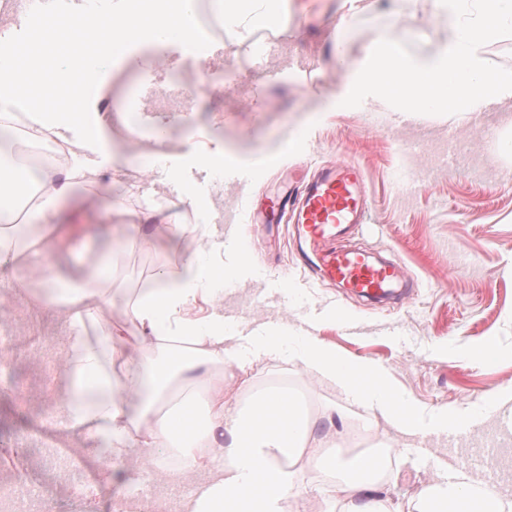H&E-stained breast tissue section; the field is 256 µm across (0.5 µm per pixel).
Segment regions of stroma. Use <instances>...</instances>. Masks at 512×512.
<instances>
[{"mask_svg":"<svg viewBox=\"0 0 512 512\" xmlns=\"http://www.w3.org/2000/svg\"><path fill=\"white\" fill-rule=\"evenodd\" d=\"M342 2L294 0L299 27L289 35L267 31L264 55L230 45L221 59L205 58L200 68L210 73L211 86L186 111L162 90L172 76L194 84V76L170 65L195 54L196 44L129 49L120 61L129 80L124 95L100 101V119L112 133V161L96 171L99 190L86 182L73 186L54 258L73 272L111 248L119 277L94 332L120 331L132 289L183 260L168 248L156 222L150 225L152 245L127 246V222L139 214L144 192L176 199L161 159L181 156L186 186L209 206L207 216L189 211L184 222L199 225L216 264L233 265L242 256L248 262L223 300L197 302L185 319L217 312L246 333L268 324L291 332L314 326L342 352L381 364L390 382L425 410L465 409L512 381V157L497 149L499 138L512 133V103L448 122L403 120L383 107L339 103L344 78L370 35L393 26L403 8L401 0H366L337 42L330 30ZM432 12V0H414L411 16L428 24L409 43L413 53L432 52L447 36ZM270 72L275 82H266ZM260 81L266 88L253 108L251 85ZM203 145L218 157L232 154L238 166L251 169V179L218 183L215 168L193 161ZM263 154L274 156V163L258 166ZM341 161L361 169L370 199L365 224L347 243L396 264L399 287L411 291L408 299L372 304L319 279L301 264L294 226L266 221L283 192ZM229 215L237 223H226ZM285 281L290 302L284 307L279 287ZM331 309L346 315V322H325ZM61 331V322L24 300L0 307V332L10 338L8 366L0 374V448H18L15 464L0 463V489L18 466L36 488L43 512H111L118 485L96 463L107 448L82 447L51 425L55 370L38 352ZM486 337L501 348L495 363L459 357V348ZM313 391L341 414L336 432L359 418L372 437L400 452L405 439L387 422L327 383L314 384ZM499 422L490 417L464 435L424 431L416 452L389 469L382 488L405 510L424 486L441 478L433 458L461 468L468 449L487 444Z\"/></svg>","mask_w":512,"mask_h":512,"instance_id":"35a3bbf8","label":"stroma"}]
</instances>
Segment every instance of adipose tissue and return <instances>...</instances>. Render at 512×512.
<instances>
[{"mask_svg":"<svg viewBox=\"0 0 512 512\" xmlns=\"http://www.w3.org/2000/svg\"><path fill=\"white\" fill-rule=\"evenodd\" d=\"M230 28L232 44L252 43L261 23H280L291 32V0H210ZM195 0H112L93 27H86L83 0H73L66 14L30 26L24 41L15 27L29 26L17 14L0 29V129L18 117L72 146L70 166L34 173L29 148L21 146L7 162L0 160V266L21 257V237H30L35 254H51L64 215L59 201L81 179H90L89 152L106 140L105 126L95 120V100L81 88L101 83L128 44L149 50L172 41L194 40ZM434 16L445 22L446 41L427 55L411 53L406 43L416 25H400L370 36L362 58L351 68L342 98L373 103L398 112H426L438 119L483 112L512 101V69L491 70L490 45L512 34V0H434ZM81 129L80 144L70 133ZM111 253L98 255L82 275L68 276L55 265L38 268L36 276L12 275L10 295L23 296L32 280L44 283L41 309H58L64 321L66 347L57 377V404L66 410L64 428L84 443L107 441L103 469L118 472L133 461L155 466L166 481L200 475L177 512H286L304 487L300 474L312 470L328 482V507L340 512H400L382 495L378 478L384 453L369 446L347 454L336 435L324 430L336 411L323 407L311 416L287 389L269 387L246 403L214 387L195 386L214 365L245 372L256 359L278 357L298 376H311L337 386L369 414L382 416L408 436L422 430L471 431L512 400V385L483 399L474 412L440 407L425 411L387 379L384 368L326 344L316 332L290 334L271 328L248 345L226 346L232 330L222 316L199 320L182 314L199 297L224 295L223 282L237 269L211 262L204 246L186 253L177 272L160 271L142 286L131 303V318L122 336H93L112 300ZM150 333L162 347L160 360L147 364L129 347ZM153 397L139 404L143 387ZM178 456V469H167L162 453ZM413 512H512V498L502 496L479 477L456 471L453 479L428 484Z\"/></svg>","mask_w":512,"mask_h":512,"instance_id":"ef3b65f1","label":"adipose tissue"}]
</instances>
